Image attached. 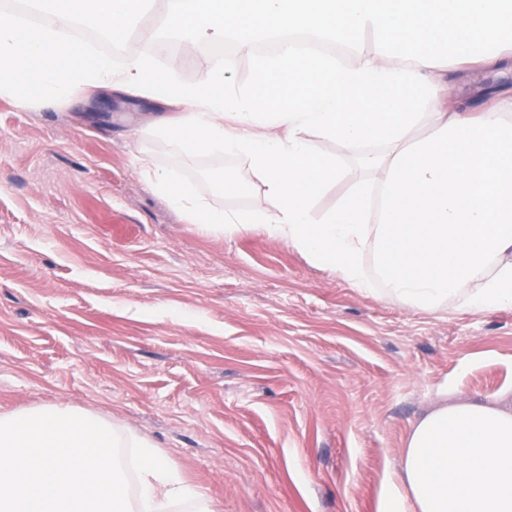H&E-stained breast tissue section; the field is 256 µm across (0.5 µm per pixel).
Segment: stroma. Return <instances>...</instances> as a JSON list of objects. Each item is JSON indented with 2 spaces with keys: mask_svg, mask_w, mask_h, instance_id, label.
Here are the masks:
<instances>
[{
  "mask_svg": "<svg viewBox=\"0 0 512 512\" xmlns=\"http://www.w3.org/2000/svg\"><path fill=\"white\" fill-rule=\"evenodd\" d=\"M460 65L452 109L477 111ZM154 99L0 94V414L67 404L156 443L215 512H376L440 396L512 400V307L431 314L352 287L254 230L207 235L142 179L143 154L215 207H263L240 157L174 153ZM335 208L371 183L335 141ZM244 184L217 188L219 179Z\"/></svg>",
  "mask_w": 512,
  "mask_h": 512,
  "instance_id": "35a3bbf8",
  "label": "stroma"
}]
</instances>
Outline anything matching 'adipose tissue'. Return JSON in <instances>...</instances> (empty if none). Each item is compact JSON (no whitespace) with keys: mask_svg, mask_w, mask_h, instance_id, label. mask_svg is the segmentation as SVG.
<instances>
[{"mask_svg":"<svg viewBox=\"0 0 512 512\" xmlns=\"http://www.w3.org/2000/svg\"><path fill=\"white\" fill-rule=\"evenodd\" d=\"M148 2L42 0L56 23L40 28L1 15L0 93L26 104L91 85L162 101L171 110L152 136L185 155L244 158L263 191L264 209L224 211L136 157L150 188L203 233L263 230L351 286L380 288L416 311L454 300L474 312L512 306V87L493 89L494 110L473 118L444 109L439 80L449 63L512 54V0H167L161 26L182 41L231 39L252 54L244 88L226 67H206L194 83L158 69V28H143L142 52L119 67L61 36L83 18L123 40ZM365 32L373 49L350 64L292 41L326 35L349 46ZM267 34L285 41L255 54ZM423 121L428 134L408 140ZM319 137L378 175L321 215L314 199L341 170L317 149ZM373 144L384 153H371ZM378 512H512V408L440 397L411 426Z\"/></svg>","mask_w":512,"mask_h":512,"instance_id":"1","label":"adipose tissue"}]
</instances>
